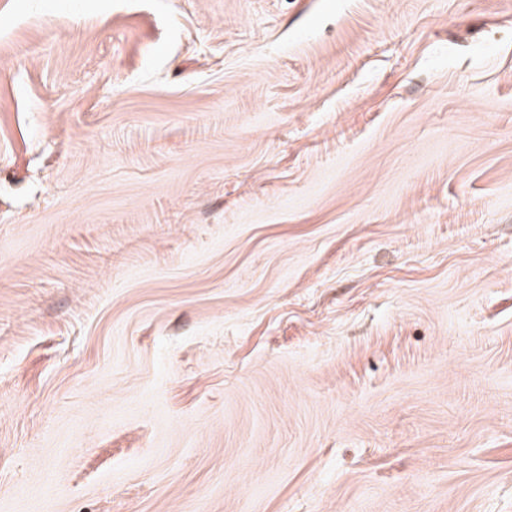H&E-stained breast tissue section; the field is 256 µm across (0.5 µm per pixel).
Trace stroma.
<instances>
[{
    "instance_id": "obj_1",
    "label": "stroma",
    "mask_w": 512,
    "mask_h": 512,
    "mask_svg": "<svg viewBox=\"0 0 512 512\" xmlns=\"http://www.w3.org/2000/svg\"><path fill=\"white\" fill-rule=\"evenodd\" d=\"M0 512H512V0H0Z\"/></svg>"
}]
</instances>
